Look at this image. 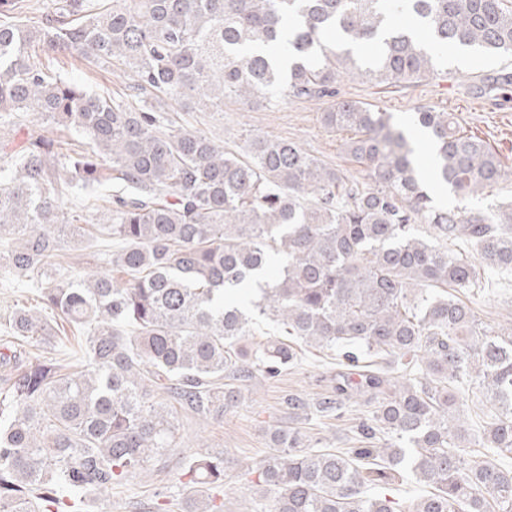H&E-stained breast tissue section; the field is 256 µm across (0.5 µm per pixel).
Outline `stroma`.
Returning a JSON list of instances; mask_svg holds the SVG:
<instances>
[{
    "mask_svg": "<svg viewBox=\"0 0 512 512\" xmlns=\"http://www.w3.org/2000/svg\"><path fill=\"white\" fill-rule=\"evenodd\" d=\"M53 69L68 81L93 93L106 95L123 91L128 82L120 70L103 71L76 56H61ZM512 74V61L483 53L463 58L460 50H449L439 75L405 87H384L358 79H343L341 97L362 101L391 112L396 124L412 126L421 107L454 113L461 130L485 140L496 151L507 177L494 190L497 199L512 200V89H496L502 74ZM326 107L322 101L287 100L273 107L243 105L234 97L224 99V114L192 112L183 115L185 124L205 130L229 148L242 143L251 132L297 143L307 153L353 176L361 170L343 152L344 134L327 131L321 123ZM468 304L477 319L491 324L512 325V282L469 296ZM336 367L328 350L303 348L298 364L274 379L256 377L243 390L239 403L223 418L201 420L177 412L175 455L153 461L120 487L99 496L90 512H147L157 496H164L169 512H181V489L177 481V459L209 451L228 460L224 484L213 492L224 504V512H242L247 473L269 452L270 428L286 424L288 414L281 401L285 394L300 393L308 398L328 391L327 378Z\"/></svg>",
    "mask_w": 512,
    "mask_h": 512,
    "instance_id": "stroma-1",
    "label": "stroma"
}]
</instances>
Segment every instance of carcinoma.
Returning <instances> with one entry per match:
<instances>
[{
  "label": "carcinoma",
  "instance_id": "carcinoma-1",
  "mask_svg": "<svg viewBox=\"0 0 512 512\" xmlns=\"http://www.w3.org/2000/svg\"><path fill=\"white\" fill-rule=\"evenodd\" d=\"M450 46L511 59L512 0H58L25 20L19 0H0V127L31 112L86 139L29 131L0 154V274L85 335L77 371L25 358L59 343L42 315L20 308L6 324L0 512H87L175 449L172 403L221 418L304 346L336 352V374L324 397L286 395L288 413L369 411L343 451L272 428L245 512H512V327L461 299L512 277V201L443 209L427 187L485 195L504 177L497 153L422 108L426 173L391 113L334 101L321 122L355 132L344 151L360 181L283 139L226 148L156 107L222 116L226 96L334 99L347 76L401 87L438 74ZM64 52L123 67L126 92L91 93L40 59ZM103 184L112 193L94 209L65 206L72 188ZM84 229L118 241L108 262L121 278L61 273L65 238ZM260 319L282 336L242 346ZM474 403L485 441L469 440ZM179 469L184 512H222L203 489L224 485V457ZM399 470L428 488L408 510L367 494Z\"/></svg>",
  "mask_w": 512,
  "mask_h": 512
}]
</instances>
